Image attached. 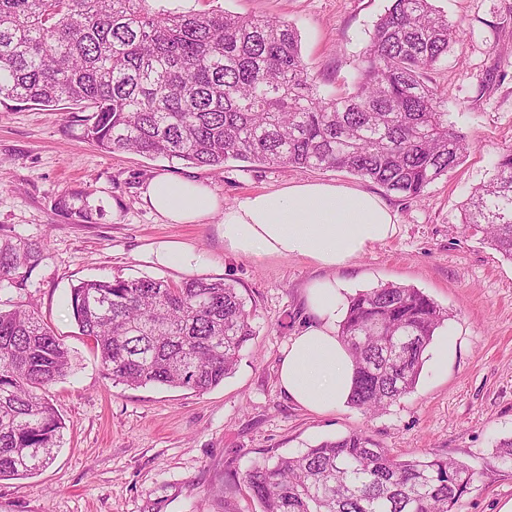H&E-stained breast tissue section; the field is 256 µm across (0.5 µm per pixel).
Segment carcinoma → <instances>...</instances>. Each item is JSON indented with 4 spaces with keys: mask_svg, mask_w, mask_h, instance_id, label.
Segmentation results:
<instances>
[{
    "mask_svg": "<svg viewBox=\"0 0 512 512\" xmlns=\"http://www.w3.org/2000/svg\"><path fill=\"white\" fill-rule=\"evenodd\" d=\"M456 42L432 0H390L349 92L325 97L297 31L214 9L155 11L150 0H0V106L91 113L88 141L105 153L220 168L228 160L341 169L418 200L472 148L427 71ZM75 224L88 203L61 198ZM466 229L512 260V150L462 205ZM46 243L0 236V290L20 288ZM70 305L114 384L204 393L224 382L254 336L235 285L189 277L79 283ZM448 313L415 288L384 284L350 298L338 335L355 365L349 402L383 409L416 386ZM73 367L35 313L0 310V480L46 467L63 423L47 390ZM473 473L438 455L403 460L354 430L241 480L261 512H454Z\"/></svg>",
    "mask_w": 512,
    "mask_h": 512,
    "instance_id": "cac0c4a2",
    "label": "carcinoma"
}]
</instances>
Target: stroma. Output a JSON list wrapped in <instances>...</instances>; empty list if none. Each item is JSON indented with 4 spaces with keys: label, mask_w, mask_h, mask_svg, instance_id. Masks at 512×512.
I'll return each mask as SVG.
<instances>
[{
    "label": "stroma",
    "mask_w": 512,
    "mask_h": 512,
    "mask_svg": "<svg viewBox=\"0 0 512 512\" xmlns=\"http://www.w3.org/2000/svg\"><path fill=\"white\" fill-rule=\"evenodd\" d=\"M390 0H152L154 9L209 11L290 24L322 94L351 88L376 21ZM458 41L429 71L471 153L419 200L351 173L230 160L199 168L132 152L107 154L84 138L85 113L0 106V235L47 242L24 288L0 306L35 310L70 349L73 370L48 395L65 428L52 462L27 479L0 481V512H259L237 476L253 464L305 451L354 430L404 459L434 454L465 462L473 480L455 512H498L512 500V467L496 455L512 438V261L465 230L461 206L512 148V0H433ZM159 175L192 178L225 205L291 182L369 190L395 213L385 242L329 271L302 257L226 253L220 215L169 224L144 199ZM86 195L93 220L75 224L64 195ZM190 244L198 276L233 283L255 331L235 372L202 394L113 385L70 307V290L98 278L186 274L153 262L152 245ZM329 276L359 292L394 283L416 288L448 313L424 354L413 392L374 414L342 405L308 412L282 393L278 368L289 339L309 320L304 290Z\"/></svg>",
    "instance_id": "1"
}]
</instances>
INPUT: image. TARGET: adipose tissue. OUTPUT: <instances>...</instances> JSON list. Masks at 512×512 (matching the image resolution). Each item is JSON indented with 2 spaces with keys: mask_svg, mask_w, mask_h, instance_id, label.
Returning <instances> with one entry per match:
<instances>
[{
  "mask_svg": "<svg viewBox=\"0 0 512 512\" xmlns=\"http://www.w3.org/2000/svg\"><path fill=\"white\" fill-rule=\"evenodd\" d=\"M144 198L172 224H198L222 213L225 252L242 257H304L336 268L390 238L393 213L368 191L333 183L301 181L222 203L193 180L160 176ZM309 325L283 351L279 384L302 408L323 414L346 402L354 384L349 351L336 332L348 307L342 281L321 279L305 289Z\"/></svg>",
  "mask_w": 512,
  "mask_h": 512,
  "instance_id": "adipose-tissue-1",
  "label": "adipose tissue"
}]
</instances>
